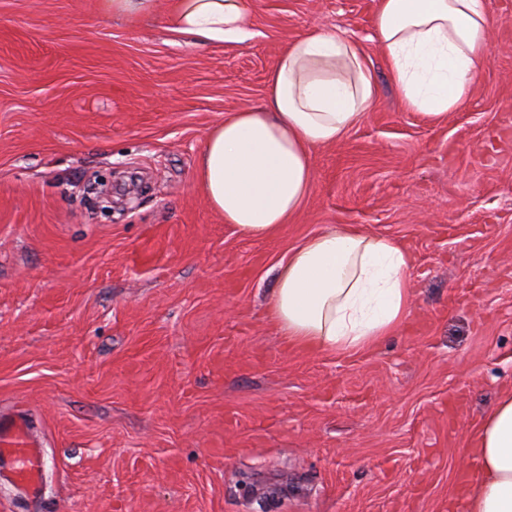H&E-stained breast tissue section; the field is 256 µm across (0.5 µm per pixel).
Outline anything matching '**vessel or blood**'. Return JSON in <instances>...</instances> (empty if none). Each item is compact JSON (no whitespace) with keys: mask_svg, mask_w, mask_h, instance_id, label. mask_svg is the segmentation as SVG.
I'll list each match as a JSON object with an SVG mask.
<instances>
[{"mask_svg":"<svg viewBox=\"0 0 512 512\" xmlns=\"http://www.w3.org/2000/svg\"><path fill=\"white\" fill-rule=\"evenodd\" d=\"M45 468L43 444L32 432L28 410L1 413L0 476L36 495L41 491Z\"/></svg>","mask_w":512,"mask_h":512,"instance_id":"1","label":"vessel or blood"}]
</instances>
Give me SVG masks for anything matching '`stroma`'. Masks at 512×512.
<instances>
[{"mask_svg": "<svg viewBox=\"0 0 512 512\" xmlns=\"http://www.w3.org/2000/svg\"><path fill=\"white\" fill-rule=\"evenodd\" d=\"M486 5L480 75L435 121L388 78L375 0H251L252 38L210 46L98 0H0V410L47 458L0 512H448L512 390V0ZM314 27L364 46L377 98L314 150L292 223L247 239L197 160ZM332 224L413 257L411 312L369 351L267 320L277 264Z\"/></svg>", "mask_w": 512, "mask_h": 512, "instance_id": "obj_1", "label": "stroma"}]
</instances>
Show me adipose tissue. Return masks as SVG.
Returning a JSON list of instances; mask_svg holds the SVG:
<instances>
[{
	"label": "adipose tissue",
	"instance_id": "obj_1",
	"mask_svg": "<svg viewBox=\"0 0 512 512\" xmlns=\"http://www.w3.org/2000/svg\"><path fill=\"white\" fill-rule=\"evenodd\" d=\"M169 31L190 45L244 42L249 0H172ZM486 0H377L375 37L406 109L433 119L458 110L485 59ZM262 105L226 113L207 133L196 177L208 205L242 236L279 235L313 185L312 151L336 143L372 107L369 56L341 33L310 29L290 40ZM409 252L352 226L311 234L278 264L268 319L289 345L320 353L366 351L407 317ZM462 512H512V391L473 440Z\"/></svg>",
	"mask_w": 512,
	"mask_h": 512
}]
</instances>
